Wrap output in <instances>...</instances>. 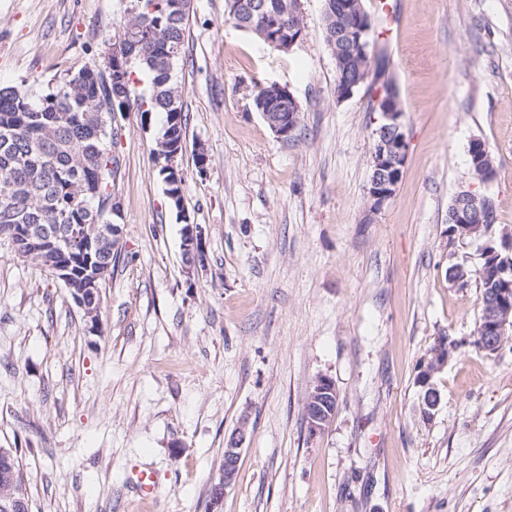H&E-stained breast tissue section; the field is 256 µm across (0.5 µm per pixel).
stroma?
<instances>
[{
  "label": "stroma",
  "instance_id": "obj_1",
  "mask_svg": "<svg viewBox=\"0 0 512 512\" xmlns=\"http://www.w3.org/2000/svg\"><path fill=\"white\" fill-rule=\"evenodd\" d=\"M388 2L363 5L408 157L378 212L380 115L368 89L336 97L325 0H302L305 34L287 51L236 28L226 0H192L174 64L184 209L154 159L164 114L119 115L120 258L98 332L0 238V448L18 451L30 512H512V339L491 357L473 346L478 245L448 234L468 187L512 231V0ZM123 15V0H0V85L38 93L103 64ZM273 83L301 107L286 141L252 104ZM475 139L494 160L487 184ZM188 222L205 252L191 273ZM455 264L466 285L449 281ZM442 336L457 350L426 418L418 373ZM321 375L339 405L313 438L303 408ZM242 425L236 479L213 500ZM134 468L157 473L153 500L131 492ZM470 154L473 158V163L470 158V164H472V170L480 172L478 179L482 182L492 181L495 177V169L487 165V152L485 145L482 141L476 139L472 141L470 147Z\"/></svg>",
  "mask_w": 512,
  "mask_h": 512
}]
</instances>
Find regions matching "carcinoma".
Instances as JSON below:
<instances>
[{
	"instance_id": "obj_1",
	"label": "carcinoma",
	"mask_w": 512,
	"mask_h": 512,
	"mask_svg": "<svg viewBox=\"0 0 512 512\" xmlns=\"http://www.w3.org/2000/svg\"><path fill=\"white\" fill-rule=\"evenodd\" d=\"M138 7L124 21L131 61L106 80L96 65L47 85L33 96L16 87L0 88V237L15 253L52 269L70 267L67 290L79 286L87 265L112 266V237L88 232L69 243L64 225L110 224L104 214L112 195L118 159L112 155L117 128L112 100L122 97L127 110L165 114L156 145L184 143L186 115L172 76L184 47L191 4L182 0H128ZM236 27L250 31L263 24L259 12L227 13ZM151 93L135 94L140 77ZM78 86H73V82ZM44 244L32 245L36 238Z\"/></svg>"
}]
</instances>
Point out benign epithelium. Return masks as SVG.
Here are the masks:
<instances>
[{
	"mask_svg": "<svg viewBox=\"0 0 512 512\" xmlns=\"http://www.w3.org/2000/svg\"><path fill=\"white\" fill-rule=\"evenodd\" d=\"M259 9L272 18L258 29L263 40L279 50H288L304 35L301 0L288 3V26L277 22L275 9L262 3ZM325 22L329 29L332 55L340 71L350 76L339 82L337 96L352 97L364 84L375 89L374 110L381 115L376 129V140L372 153L371 175L368 194L370 212L379 210L390 200L402 180L407 160V142L403 132V112L395 88L387 81L377 85L373 82L377 67L371 50L370 33L372 21L363 7L362 0H327ZM129 58L126 43L115 40L105 58V64L97 67L102 74L124 66ZM267 97L257 100V107L275 135L284 139L290 136L297 125L300 106L285 86L271 84L266 87ZM470 154L472 169L479 172L478 179L489 182L495 171L487 165V152L482 141H472ZM478 194L470 189L459 191L448 208L450 235L470 239L479 243L480 260L478 273L488 281L487 291L481 296L482 351L488 355L497 353L505 338L512 334V235L495 236V219L489 211L475 206ZM183 251L187 253V274L204 262L202 232L197 226L188 224L183 233ZM106 269L100 265L89 267L83 273V287L72 292L74 303L84 312V318L93 332L98 330L99 317L92 309L99 281ZM457 345L446 337L434 345L432 357L420 372L419 383L423 391V413L430 417L439 406V393L432 379L448 364ZM338 407V394L334 382L321 376L313 383L304 406V420L308 434L322 435L331 424ZM246 436V424H241L237 433L228 440L224 448V467L217 483L212 487V497L219 500L235 481L240 459V450ZM24 491L12 483L0 485V499L8 512H22L25 507Z\"/></svg>",
	"mask_w": 512,
	"mask_h": 512,
	"instance_id": "1",
	"label": "benign epithelium"
}]
</instances>
